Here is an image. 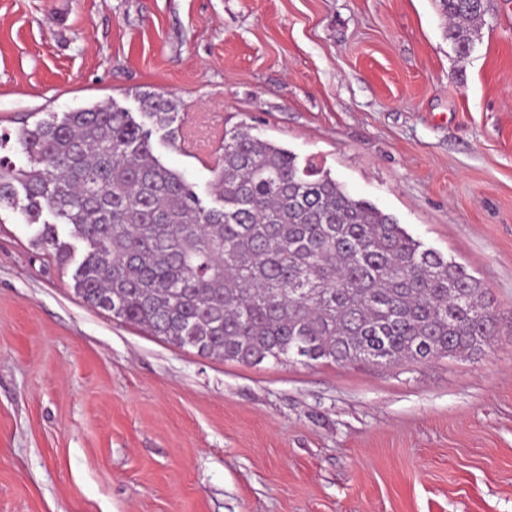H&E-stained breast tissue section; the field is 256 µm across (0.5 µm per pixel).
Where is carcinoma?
Segmentation results:
<instances>
[{
    "instance_id": "carcinoma-1",
    "label": "carcinoma",
    "mask_w": 512,
    "mask_h": 512,
    "mask_svg": "<svg viewBox=\"0 0 512 512\" xmlns=\"http://www.w3.org/2000/svg\"><path fill=\"white\" fill-rule=\"evenodd\" d=\"M487 4L438 0L459 56ZM139 102V121L113 103L40 121L18 136L26 166L0 157V207L39 225L58 263L76 262L84 302L245 365L426 360L491 343L480 282L330 172L238 125L208 167L206 205L154 149L155 128L176 141L175 102Z\"/></svg>"
}]
</instances>
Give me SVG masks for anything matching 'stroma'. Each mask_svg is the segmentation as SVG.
Instances as JSON below:
<instances>
[{
  "label": "stroma",
  "instance_id": "1",
  "mask_svg": "<svg viewBox=\"0 0 512 512\" xmlns=\"http://www.w3.org/2000/svg\"><path fill=\"white\" fill-rule=\"evenodd\" d=\"M436 0H0V155L52 114L171 95L209 196L239 124L313 160L493 300L481 352L199 356L85 303L0 210V512H512V0L467 57Z\"/></svg>",
  "mask_w": 512,
  "mask_h": 512
}]
</instances>
